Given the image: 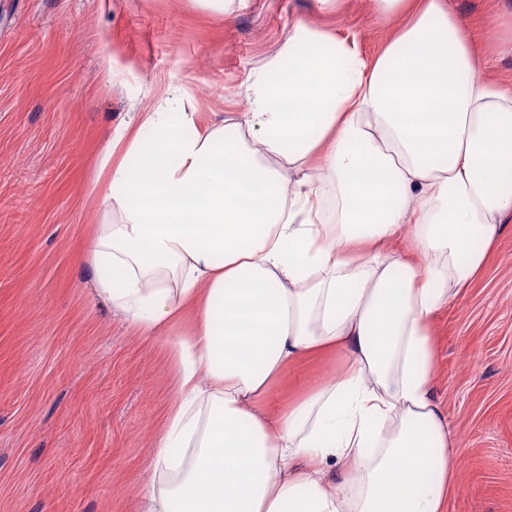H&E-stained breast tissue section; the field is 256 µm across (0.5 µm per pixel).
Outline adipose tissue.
Segmentation results:
<instances>
[{"label":"adipose tissue","instance_id":"obj_1","mask_svg":"<svg viewBox=\"0 0 512 512\" xmlns=\"http://www.w3.org/2000/svg\"><path fill=\"white\" fill-rule=\"evenodd\" d=\"M371 3L398 22L376 54L295 22L239 117L200 130L164 99L101 155L123 192L87 263L178 364L154 460L172 481L139 512H447L431 324L512 220V90L448 0ZM403 233L415 250H388ZM322 351L341 378L270 409Z\"/></svg>","mask_w":512,"mask_h":512}]
</instances>
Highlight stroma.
Here are the masks:
<instances>
[{"label": "stroma", "mask_w": 512, "mask_h": 512, "mask_svg": "<svg viewBox=\"0 0 512 512\" xmlns=\"http://www.w3.org/2000/svg\"><path fill=\"white\" fill-rule=\"evenodd\" d=\"M499 4L451 0L479 50L504 36L485 24ZM298 20L380 47L370 0H246L225 16L205 0H0V512H138L157 482L177 367L92 282L83 243L112 218L98 159L178 88L197 127L246 111L251 72ZM432 332L457 460L447 512H512V223ZM344 371L339 356H307L269 402Z\"/></svg>", "instance_id": "obj_1"}]
</instances>
